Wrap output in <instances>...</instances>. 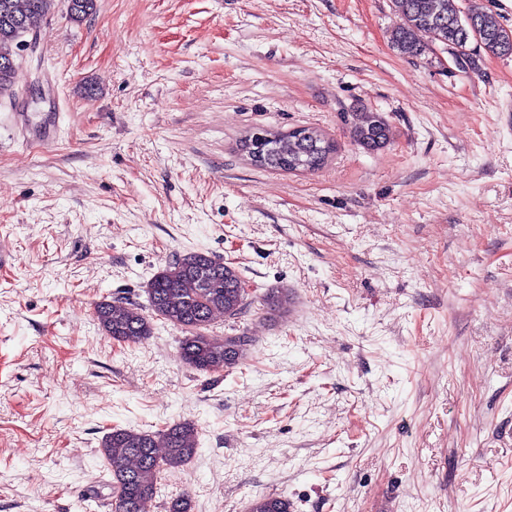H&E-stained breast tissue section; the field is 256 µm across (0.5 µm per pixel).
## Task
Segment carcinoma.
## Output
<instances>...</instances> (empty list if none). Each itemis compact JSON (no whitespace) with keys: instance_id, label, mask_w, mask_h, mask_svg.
Listing matches in <instances>:
<instances>
[{"instance_id":"obj_1","label":"carcinoma","mask_w":512,"mask_h":512,"mask_svg":"<svg viewBox=\"0 0 512 512\" xmlns=\"http://www.w3.org/2000/svg\"><path fill=\"white\" fill-rule=\"evenodd\" d=\"M402 24L393 35L394 48L418 57L427 45L439 46L462 61L474 65V52L482 49L494 56L512 55V32L476 2L462 10L459 0H394ZM58 0H0V93L12 87L14 56L19 25L51 13ZM428 38L423 43L419 34ZM355 142L367 150L384 147L391 128L382 114L367 112L355 120ZM334 146L308 128L277 134L268 141L271 161L267 167L288 171L321 169ZM238 272L203 252L176 257L147 285L148 310L117 300L96 303L94 316L108 338L124 345H139L153 334V320H162L188 333L181 340L182 362L197 372L228 367L243 355L245 336L217 338L203 332L216 314L232 318L244 308ZM270 311H286L288 290L271 288L264 296ZM101 455L119 489L109 507L111 512H152L161 475L185 465L197 453V428L178 422L158 432L114 428L102 440ZM249 512H292L285 497L262 496L251 501Z\"/></svg>"}]
</instances>
